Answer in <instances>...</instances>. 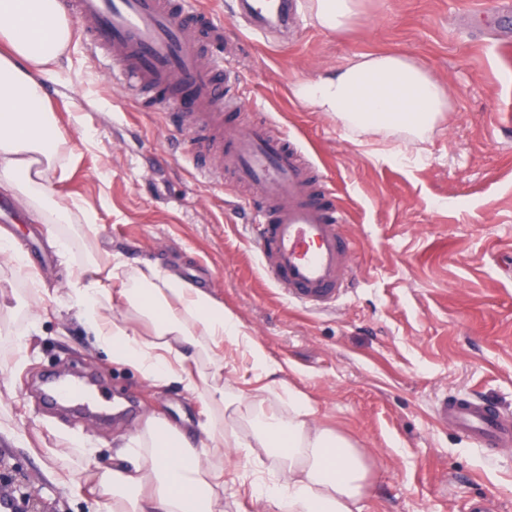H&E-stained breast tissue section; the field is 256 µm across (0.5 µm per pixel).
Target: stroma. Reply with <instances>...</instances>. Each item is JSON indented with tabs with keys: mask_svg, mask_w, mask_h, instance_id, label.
<instances>
[{
	"mask_svg": "<svg viewBox=\"0 0 512 512\" xmlns=\"http://www.w3.org/2000/svg\"><path fill=\"white\" fill-rule=\"evenodd\" d=\"M201 2L224 21L231 94L287 133L334 185L356 244L355 286L335 309L313 312L272 285L248 240L242 195L196 173L164 113L108 80V62L89 56L72 18L68 57L45 82L72 154L66 177L51 174L50 187L55 198L89 204L97 222L40 225L44 295L0 263V418L20 435H0L9 494L21 508L29 492L48 512H84L49 478L85 467L83 446L110 464L113 448L152 417L196 434L198 395L112 362L66 310L67 269L91 248L113 263L176 273L224 303L318 419L368 454L362 512H466L475 498L489 512H512V448L480 452L434 419L446 394H479L512 414V18L476 13L475 0H361L353 25L336 33L313 26L308 0H299L297 23L258 40L235 0ZM367 52L417 59L453 96L417 156L398 157L392 137L356 141L335 116L291 95L293 83ZM57 232L73 239L69 256L52 249ZM216 357L225 382L252 394L243 349L228 340ZM74 364L133 400L136 416L105 428L94 415L48 407L41 380ZM271 466L260 450L247 469L220 466L224 512H268L251 482Z\"/></svg>",
	"mask_w": 512,
	"mask_h": 512,
	"instance_id": "1",
	"label": "stroma"
}]
</instances>
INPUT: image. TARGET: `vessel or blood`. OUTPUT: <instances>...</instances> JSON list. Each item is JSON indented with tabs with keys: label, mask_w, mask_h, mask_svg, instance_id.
I'll return each mask as SVG.
<instances>
[{
	"label": "vessel or blood",
	"mask_w": 512,
	"mask_h": 512,
	"mask_svg": "<svg viewBox=\"0 0 512 512\" xmlns=\"http://www.w3.org/2000/svg\"><path fill=\"white\" fill-rule=\"evenodd\" d=\"M84 24L93 54L112 59V77L131 94H156V106L202 153L198 173L212 183L249 187L251 242L263 272L289 300L326 309L347 294L355 243L341 232L345 212L334 190L287 136L267 120L239 123L230 77L201 50L193 0H64ZM295 0H237V13L254 35L295 20ZM50 402H83L84 384L73 376L49 381ZM435 418L479 450L512 447V416L473 397L443 395Z\"/></svg>",
	"instance_id": "vessel-or-blood-1"
}]
</instances>
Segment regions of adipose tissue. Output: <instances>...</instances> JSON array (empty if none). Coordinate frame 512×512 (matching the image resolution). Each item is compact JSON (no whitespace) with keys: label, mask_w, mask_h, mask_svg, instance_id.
I'll return each mask as SVG.
<instances>
[{"label":"adipose tissue","mask_w":512,"mask_h":512,"mask_svg":"<svg viewBox=\"0 0 512 512\" xmlns=\"http://www.w3.org/2000/svg\"><path fill=\"white\" fill-rule=\"evenodd\" d=\"M359 9V0H308L311 21L328 31L346 29ZM71 38L60 0H0V187L48 224L96 221L92 208L50 195L49 175L67 169L71 152L44 78L49 67L60 66ZM292 94L335 115L351 134L397 137L402 153L420 151L452 109L444 82L408 56L389 52L354 55L296 82ZM66 297L113 361L159 385L183 384L207 407L196 439L153 418L113 448L111 466L91 461L79 472L52 471V482L81 496L87 512H224L212 460L228 447L260 448L274 458V473L253 482L254 494L274 512H362L371 473L365 453L319 425L316 408L299 390L286 388L287 411L267 407L273 362L210 294L153 266L131 271L122 263L92 261L71 267ZM226 339L249 353L265 381L264 395L225 385L214 348Z\"/></svg>","instance_id":"adipose-tissue-1"}]
</instances>
